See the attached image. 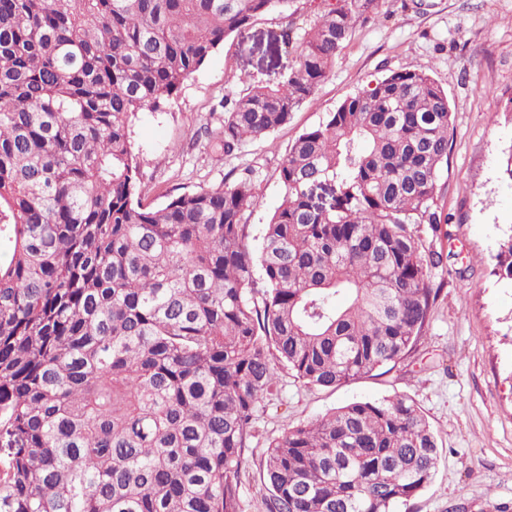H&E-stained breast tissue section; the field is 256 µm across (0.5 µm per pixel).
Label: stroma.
I'll use <instances>...</instances> for the list:
<instances>
[{"mask_svg":"<svg viewBox=\"0 0 512 512\" xmlns=\"http://www.w3.org/2000/svg\"><path fill=\"white\" fill-rule=\"evenodd\" d=\"M323 5L289 0L258 16L245 41L226 39L177 96L132 125L147 204L251 171L256 199L245 222L256 247L282 198L278 167L299 134L393 71L427 69L448 93L453 142L440 203L451 222L444 238L420 228L448 259L434 272L444 288L423 338L389 373L335 389H309L279 371L278 397L259 408L245 450L243 510L263 512L260 459L286 429L353 401L404 395L441 447L435 475L410 512H512V286L490 274L512 232V185L500 175L512 151V0H387V18L356 24L333 71L287 126L229 156L214 150L208 133L224 122V99L245 91L239 75L275 80L291 60L282 33L300 38Z\"/></svg>","mask_w":512,"mask_h":512,"instance_id":"1","label":"stroma"}]
</instances>
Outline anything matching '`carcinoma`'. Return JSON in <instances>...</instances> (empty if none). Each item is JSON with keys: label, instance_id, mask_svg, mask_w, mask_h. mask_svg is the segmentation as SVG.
Here are the masks:
<instances>
[{"label": "carcinoma", "instance_id": "obj_1", "mask_svg": "<svg viewBox=\"0 0 512 512\" xmlns=\"http://www.w3.org/2000/svg\"><path fill=\"white\" fill-rule=\"evenodd\" d=\"M288 0H0V512H243L244 451L276 366L309 388L417 346L451 221L447 92L392 72L301 133L248 242L255 185L140 200L132 118ZM383 0L325 3L293 63L224 100L229 154L287 125ZM265 289L256 295L253 268ZM492 275L512 284V233ZM440 448L410 398L354 401L275 438L264 512H398Z\"/></svg>", "mask_w": 512, "mask_h": 512}]
</instances>
